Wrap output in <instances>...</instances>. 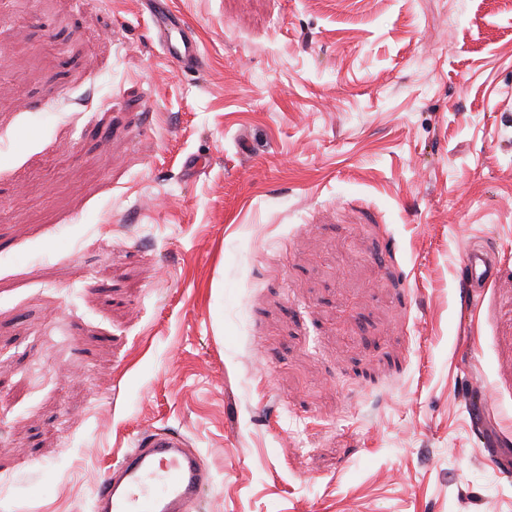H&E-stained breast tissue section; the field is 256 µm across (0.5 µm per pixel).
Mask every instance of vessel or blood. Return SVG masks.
<instances>
[{"mask_svg":"<svg viewBox=\"0 0 512 512\" xmlns=\"http://www.w3.org/2000/svg\"><path fill=\"white\" fill-rule=\"evenodd\" d=\"M150 21L166 58L182 72H198L203 59L194 38L171 12L167 0H152ZM497 264L488 249H469L461 263L460 286L474 300L493 278ZM212 483L210 470L178 432L154 430L139 435L98 482L92 512H198Z\"/></svg>","mask_w":512,"mask_h":512,"instance_id":"obj_1","label":"vessel or blood"}]
</instances>
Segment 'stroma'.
<instances>
[{"instance_id": "stroma-1", "label": "stroma", "mask_w": 512, "mask_h": 512, "mask_svg": "<svg viewBox=\"0 0 512 512\" xmlns=\"http://www.w3.org/2000/svg\"><path fill=\"white\" fill-rule=\"evenodd\" d=\"M170 3L201 72L145 0H0V512L156 429L200 512H512V11ZM149 1L153 3L150 21L158 32L166 58L181 72H200L202 55L194 38L184 30L180 18L169 10L167 0ZM497 272V264L488 249L475 247L469 249L461 263L460 288L465 301L473 302L485 284Z\"/></svg>"}]
</instances>
